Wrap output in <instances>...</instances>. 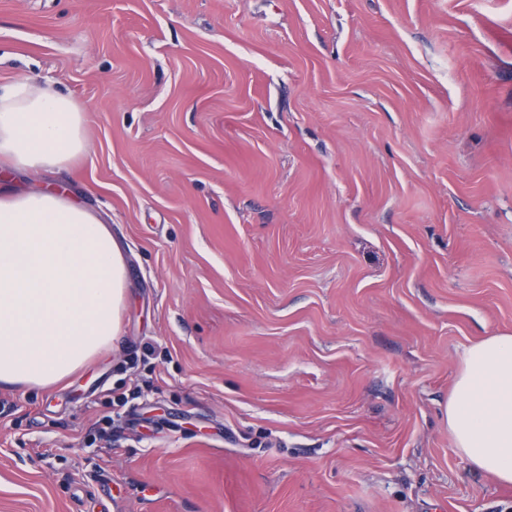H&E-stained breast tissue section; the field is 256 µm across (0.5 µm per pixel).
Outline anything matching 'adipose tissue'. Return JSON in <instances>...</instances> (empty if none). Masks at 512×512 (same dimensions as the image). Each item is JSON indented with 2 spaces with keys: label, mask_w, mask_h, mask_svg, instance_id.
Returning a JSON list of instances; mask_svg holds the SVG:
<instances>
[{
  "label": "adipose tissue",
  "mask_w": 512,
  "mask_h": 512,
  "mask_svg": "<svg viewBox=\"0 0 512 512\" xmlns=\"http://www.w3.org/2000/svg\"><path fill=\"white\" fill-rule=\"evenodd\" d=\"M83 108L57 87L0 89V385L49 389L120 334L126 263L110 228L57 188L13 174L72 169L89 153ZM445 412L470 466L512 485V336L466 347Z\"/></svg>",
  "instance_id": "1"
}]
</instances>
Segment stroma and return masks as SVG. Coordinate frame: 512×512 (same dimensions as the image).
Wrapping results in <instances>:
<instances>
[{"instance_id": "35a3bbf8", "label": "stroma", "mask_w": 512, "mask_h": 512, "mask_svg": "<svg viewBox=\"0 0 512 512\" xmlns=\"http://www.w3.org/2000/svg\"><path fill=\"white\" fill-rule=\"evenodd\" d=\"M22 78L92 148L16 186L109 225L128 304L0 386V512H512L445 414L512 334V0H0Z\"/></svg>"}]
</instances>
